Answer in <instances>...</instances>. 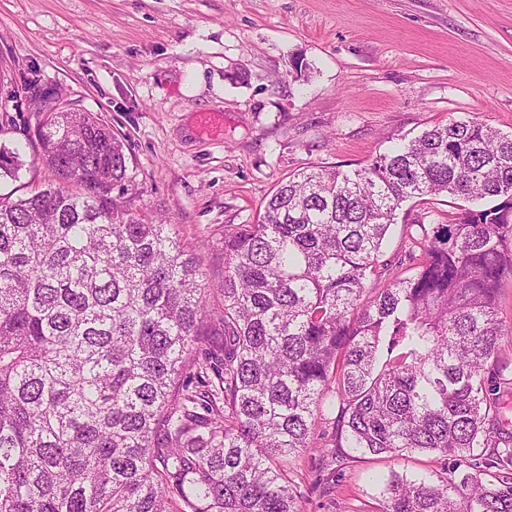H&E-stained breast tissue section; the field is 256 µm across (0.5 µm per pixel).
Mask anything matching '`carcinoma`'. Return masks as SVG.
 <instances>
[{"instance_id":"cac0c4a2","label":"carcinoma","mask_w":512,"mask_h":512,"mask_svg":"<svg viewBox=\"0 0 512 512\" xmlns=\"http://www.w3.org/2000/svg\"><path fill=\"white\" fill-rule=\"evenodd\" d=\"M33 137L55 181L0 197V512H300L291 459L351 451L440 464L393 475L379 512H512V475L483 478L512 463V434L486 428L512 134L453 121L288 177L257 223L224 229L217 315L198 254L112 196L128 157L109 126L48 112ZM443 194L462 204L419 225L413 273L364 300L397 211Z\"/></svg>"}]
</instances>
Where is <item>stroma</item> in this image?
Masks as SVG:
<instances>
[{"mask_svg":"<svg viewBox=\"0 0 512 512\" xmlns=\"http://www.w3.org/2000/svg\"><path fill=\"white\" fill-rule=\"evenodd\" d=\"M22 70L123 138L125 200L200 245L215 286L225 226L256 223L289 175L359 169L454 120L511 134L512 0H0V145L23 163L18 179L0 176V195L17 197L53 178L37 160L36 113L16 107ZM204 112L221 127L202 131ZM455 209L440 195L400 211L368 295L409 275L419 224ZM436 468L426 452L340 468L303 454L288 477L301 512H378L382 479Z\"/></svg>","mask_w":512,"mask_h":512,"instance_id":"1","label":"stroma"}]
</instances>
